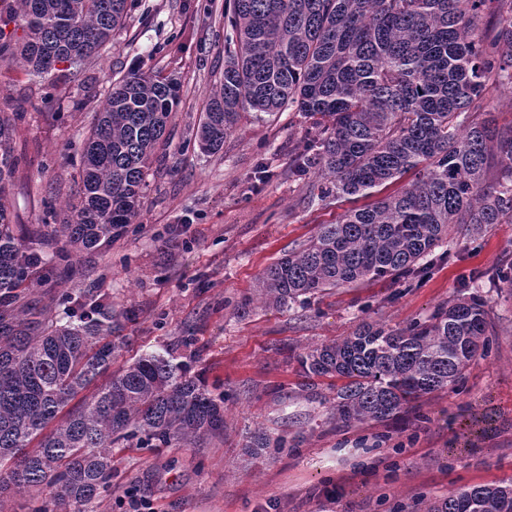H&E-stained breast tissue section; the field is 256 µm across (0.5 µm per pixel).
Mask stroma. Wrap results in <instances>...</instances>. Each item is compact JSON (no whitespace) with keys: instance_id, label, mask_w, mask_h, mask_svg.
Segmentation results:
<instances>
[{"instance_id":"stroma-1","label":"stroma","mask_w":512,"mask_h":512,"mask_svg":"<svg viewBox=\"0 0 512 512\" xmlns=\"http://www.w3.org/2000/svg\"><path fill=\"white\" fill-rule=\"evenodd\" d=\"M124 27L66 85L0 61V104L21 108L20 164L11 210L41 224L44 205L76 189L71 174L113 80L139 68L180 84V105L146 177L138 229L84 256L68 290L94 289L123 323L114 368L146 353L172 356L224 398L222 439L201 447L127 448L98 512H124L136 486L156 512H426L449 490L512 478V289L485 279L512 259V223L470 240L453 229L449 259L421 281H366L308 306L241 313L267 266L343 206L310 198L313 175L293 171L305 123L297 113H245L214 154L194 143L224 71L225 0H129ZM88 94L82 111L71 97ZM486 299L490 350L463 381L421 399L402 418L337 427L300 388L297 354L350 334L363 321L402 326L459 293ZM288 439L260 459L243 446L256 424Z\"/></svg>"}]
</instances>
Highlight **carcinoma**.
<instances>
[{
  "instance_id": "cac0c4a2",
  "label": "carcinoma",
  "mask_w": 512,
  "mask_h": 512,
  "mask_svg": "<svg viewBox=\"0 0 512 512\" xmlns=\"http://www.w3.org/2000/svg\"><path fill=\"white\" fill-rule=\"evenodd\" d=\"M231 2L224 72L198 125L199 148L220 151L247 109L288 108L309 122L296 171L320 179L312 199L370 200L268 266L257 285L265 304L305 303L365 280L410 281L455 225L479 233L512 221V126H497L486 96L490 84L512 86V0ZM127 16L128 0H11L0 10V60L54 87L58 63L84 64ZM179 91L175 79L142 70L112 82L84 142L70 216L51 228L14 223L22 113L0 110V495H28V512H96L112 494L116 445L224 436V406L160 354L71 405L112 366V302L84 295L68 325L42 302L49 284L70 279L74 257L108 249L138 219ZM409 172L412 181L383 194ZM490 327L487 301L471 293L403 327L363 322L297 355L301 386L340 427L397 419L460 382ZM323 380L329 396L317 392ZM287 445L259 427L245 448L258 459ZM428 512H512V480L452 490Z\"/></svg>"
}]
</instances>
